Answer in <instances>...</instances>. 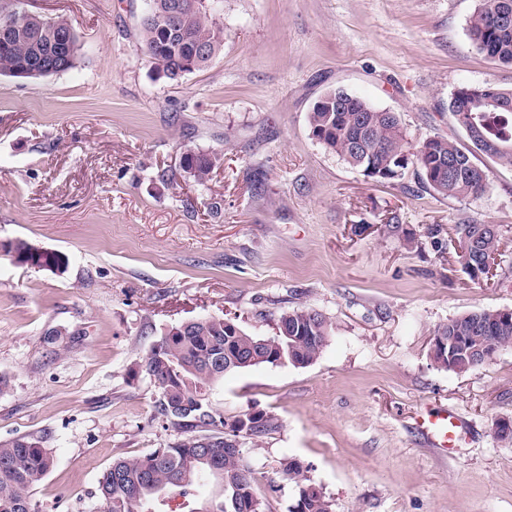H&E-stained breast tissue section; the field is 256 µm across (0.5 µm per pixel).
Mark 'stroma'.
Listing matches in <instances>:
<instances>
[{
	"label": "stroma",
	"mask_w": 512,
	"mask_h": 512,
	"mask_svg": "<svg viewBox=\"0 0 512 512\" xmlns=\"http://www.w3.org/2000/svg\"><path fill=\"white\" fill-rule=\"evenodd\" d=\"M76 32L75 67L0 76V240L65 255L64 273L0 252V441L41 440L54 466L36 512H101L100 475L184 440L158 418L138 366L171 325L206 316L272 334L284 309L332 324L310 365L225 374V419L275 415L245 442L269 512H289L291 460L332 512H512V347L471 372L434 363L449 319L512 308V166L489 163L477 198L442 196L414 169L379 182L312 139L308 115L341 86L399 113L406 140L467 143L448 110L463 85L512 88V65L468 37L480 0H213L224 45L177 83L138 39L146 0H24ZM217 154L202 181L185 152ZM501 233L491 282L465 273L451 236ZM466 424L449 452L417 416Z\"/></svg>",
	"instance_id": "35a3bbf8"
}]
</instances>
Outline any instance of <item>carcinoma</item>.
<instances>
[{
	"instance_id": "cac0c4a2",
	"label": "carcinoma",
	"mask_w": 512,
	"mask_h": 512,
	"mask_svg": "<svg viewBox=\"0 0 512 512\" xmlns=\"http://www.w3.org/2000/svg\"><path fill=\"white\" fill-rule=\"evenodd\" d=\"M186 3L194 8L175 23L150 11L139 28L143 53L158 75L175 82L207 66L223 45V27L207 11L205 0ZM506 11L512 13V0H481L469 21L468 35L476 50L490 60L512 64V25L493 26V19ZM3 19L11 20L13 30L9 39H0V76L35 83L74 66L78 38L64 17L28 15L19 0H0ZM198 44L209 47L208 57L193 55ZM448 111L473 148L433 136L411 152L406 149L398 113L376 108L341 87L326 91L314 103L308 123L312 137L325 150L367 177L394 180L415 164L423 182L435 192L477 198L486 192L489 175L487 167L474 161L475 153L512 165V90L491 84L463 86L452 93ZM218 164V156L212 153L191 151L184 156L183 171L201 181ZM454 231L457 240L472 243L461 259L473 280L480 266L495 263L500 235L491 225L474 221L460 222ZM6 254L17 263L34 260L53 273H62L67 266L62 255H38L33 244L21 239L10 242ZM496 314L495 309H482L460 315L439 331L443 336L467 337L469 349L477 343L512 347V322L500 324ZM331 330L328 318L311 308L282 311L275 332L264 338L240 324L226 326L209 317L165 330L142 363L157 388L156 413L191 436L143 458L114 461L98 482L103 512H162L166 498L172 495L190 503L197 486L207 478L220 484L222 496L188 512H263L239 435L224 431V414L212 405L211 390L224 379V362L240 361L232 367L234 371L270 365L266 354L272 346L305 367L328 345ZM279 427L278 419L269 415L251 438L266 437ZM53 465L52 453L39 440L21 437L0 442V512H35L31 491ZM283 471L298 487L291 512H332L324 493L302 482L298 464L291 461Z\"/></svg>"
}]
</instances>
